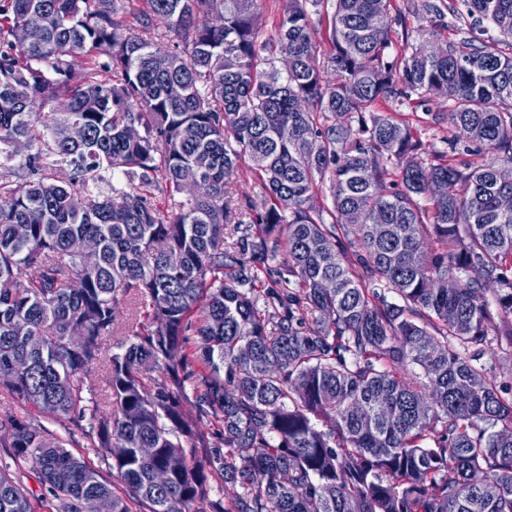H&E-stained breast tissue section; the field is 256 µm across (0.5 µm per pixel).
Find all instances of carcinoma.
<instances>
[{"instance_id":"cac0c4a2","label":"carcinoma","mask_w":512,"mask_h":512,"mask_svg":"<svg viewBox=\"0 0 512 512\" xmlns=\"http://www.w3.org/2000/svg\"><path fill=\"white\" fill-rule=\"evenodd\" d=\"M147 2L115 41L122 0H0V385L88 419L118 485L29 418L0 422L13 455L70 512H205L214 473L243 489L222 512H512V397L483 362L512 347V0H459L501 45L400 56L390 0H282L269 30L264 0ZM22 26L41 40L16 44ZM414 98L448 100L450 152L494 158L425 162L410 124L373 110ZM243 162L268 191L248 214L228 190ZM161 181L167 209L148 194ZM83 236L91 259L71 251ZM127 295L131 335L110 355ZM96 367L107 416L82 396ZM205 419L215 442L190 464L182 438L204 439ZM0 512H32L2 470Z\"/></svg>"}]
</instances>
